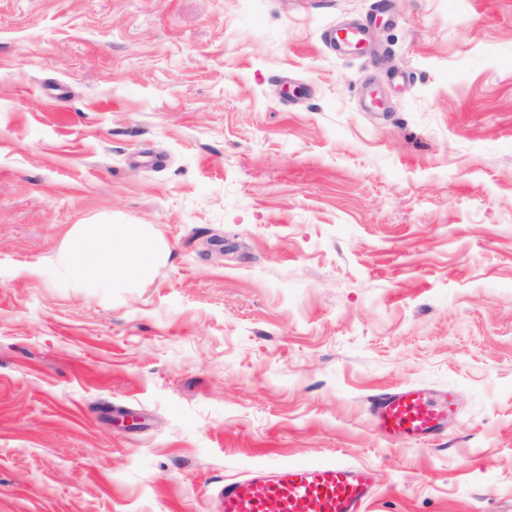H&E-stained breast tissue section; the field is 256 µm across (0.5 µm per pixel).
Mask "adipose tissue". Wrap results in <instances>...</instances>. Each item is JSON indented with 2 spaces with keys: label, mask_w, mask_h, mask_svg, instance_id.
I'll use <instances>...</instances> for the list:
<instances>
[{
  "label": "adipose tissue",
  "mask_w": 512,
  "mask_h": 512,
  "mask_svg": "<svg viewBox=\"0 0 512 512\" xmlns=\"http://www.w3.org/2000/svg\"><path fill=\"white\" fill-rule=\"evenodd\" d=\"M159 258L145 225L76 224L66 235L57 266L80 285L101 277L111 281L146 277Z\"/></svg>",
  "instance_id": "ef3b65f1"
}]
</instances>
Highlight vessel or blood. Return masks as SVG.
<instances>
[{
  "label": "vessel or blood",
  "instance_id": "b4317fda",
  "mask_svg": "<svg viewBox=\"0 0 512 512\" xmlns=\"http://www.w3.org/2000/svg\"><path fill=\"white\" fill-rule=\"evenodd\" d=\"M452 411L448 395L420 385L376 396L370 412L387 439L422 440L435 435ZM374 487L366 465L340 460L271 466L225 482L221 512H366Z\"/></svg>",
  "mask_w": 512,
  "mask_h": 512
}]
</instances>
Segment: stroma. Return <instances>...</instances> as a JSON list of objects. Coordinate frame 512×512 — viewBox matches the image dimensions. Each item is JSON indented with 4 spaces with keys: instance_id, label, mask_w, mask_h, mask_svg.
<instances>
[{
    "instance_id": "1",
    "label": "stroma",
    "mask_w": 512,
    "mask_h": 512,
    "mask_svg": "<svg viewBox=\"0 0 512 512\" xmlns=\"http://www.w3.org/2000/svg\"><path fill=\"white\" fill-rule=\"evenodd\" d=\"M75 224L162 256L74 286ZM410 384L453 400L417 449L366 403ZM322 459L512 512V0H0V512ZM327 37L334 43H342L350 47L358 48L367 39V28L365 25L345 30H331Z\"/></svg>"
}]
</instances>
